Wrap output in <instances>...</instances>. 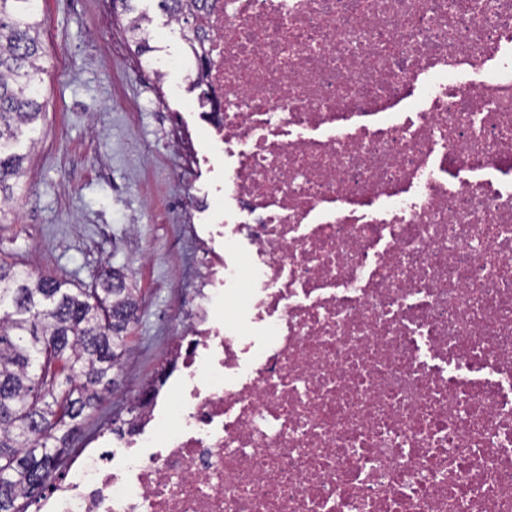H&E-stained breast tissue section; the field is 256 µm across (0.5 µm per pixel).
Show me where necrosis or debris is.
Instances as JSON below:
<instances>
[{"label": "necrosis or debris", "mask_w": 512, "mask_h": 512, "mask_svg": "<svg viewBox=\"0 0 512 512\" xmlns=\"http://www.w3.org/2000/svg\"><path fill=\"white\" fill-rule=\"evenodd\" d=\"M199 23L196 302L39 512H512V0Z\"/></svg>", "instance_id": "4bbe7bcc"}]
</instances>
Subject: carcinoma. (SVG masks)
I'll return each mask as SVG.
<instances>
[{
    "mask_svg": "<svg viewBox=\"0 0 512 512\" xmlns=\"http://www.w3.org/2000/svg\"><path fill=\"white\" fill-rule=\"evenodd\" d=\"M38 0H0V224L26 156L12 151L36 132L41 20ZM138 51L151 19L135 0H118ZM170 20L198 19L199 0H159ZM138 300L121 273L104 271L89 288L75 290L48 274L0 261V512H26L50 481L79 419L112 391L129 352L127 333ZM66 388L55 393L57 377Z\"/></svg>",
    "mask_w": 512,
    "mask_h": 512,
    "instance_id": "cac0c4a2",
    "label": "carcinoma"
}]
</instances>
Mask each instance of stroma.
I'll return each instance as SVG.
<instances>
[{
	"label": "stroma",
	"instance_id": "obj_1",
	"mask_svg": "<svg viewBox=\"0 0 512 512\" xmlns=\"http://www.w3.org/2000/svg\"><path fill=\"white\" fill-rule=\"evenodd\" d=\"M137 7L152 19L148 39L167 62L165 78L138 54L112 0H39V141L17 145L27 172L0 224V259L71 288L119 268L140 300L119 387L87 413L70 442L77 449L128 419L133 394L166 360L196 273L188 224L204 131L199 93L184 80L191 27L170 25L158 0Z\"/></svg>",
	"mask_w": 512,
	"mask_h": 512
}]
</instances>
